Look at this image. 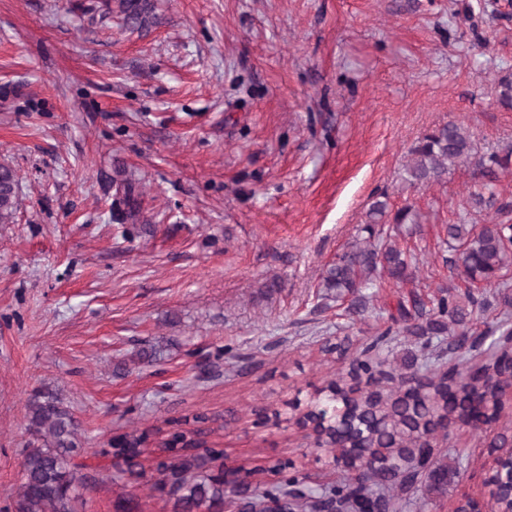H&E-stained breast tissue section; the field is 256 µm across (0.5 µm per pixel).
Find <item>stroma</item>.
I'll use <instances>...</instances> for the list:
<instances>
[{
	"mask_svg": "<svg viewBox=\"0 0 512 512\" xmlns=\"http://www.w3.org/2000/svg\"><path fill=\"white\" fill-rule=\"evenodd\" d=\"M107 0H0V164L19 178L0 224V512H18L34 390L79 424L80 461L131 427L220 424L224 463L251 481L292 463L336 469L293 418L386 326V307L456 279L448 224H512V171L477 211L475 167L403 181L428 131L464 127L479 154L512 146L507 0H151L126 26ZM139 186L119 223L117 182ZM413 205L414 284L386 279L351 323L320 274L372 201ZM157 350L156 361L142 352ZM248 357L236 374L234 357ZM218 365L207 374L199 360ZM74 512H163L112 460Z\"/></svg>",
	"mask_w": 512,
	"mask_h": 512,
	"instance_id": "stroma-1",
	"label": "stroma"
}]
</instances>
